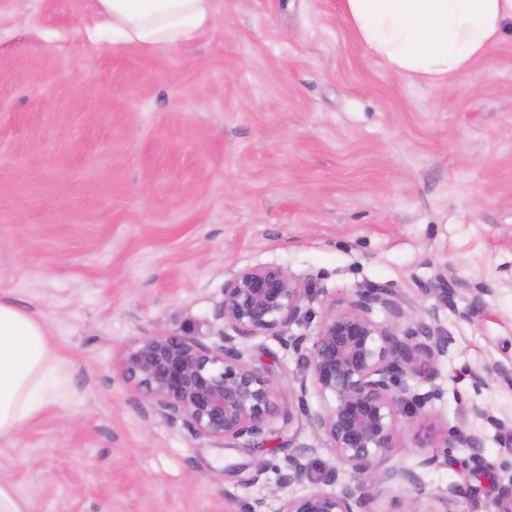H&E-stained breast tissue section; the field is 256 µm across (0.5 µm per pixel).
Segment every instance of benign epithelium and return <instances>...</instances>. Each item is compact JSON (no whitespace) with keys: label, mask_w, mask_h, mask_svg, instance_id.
<instances>
[{"label":"benign epithelium","mask_w":512,"mask_h":512,"mask_svg":"<svg viewBox=\"0 0 512 512\" xmlns=\"http://www.w3.org/2000/svg\"><path fill=\"white\" fill-rule=\"evenodd\" d=\"M310 295L311 289L280 268L243 269L224 285L217 343L206 346L177 333L144 336L127 348L122 378L167 423L181 424L197 439L238 448L264 439L277 418L290 423L300 414L324 438L333 461L318 480L302 450L279 463H258L256 481L272 469L284 492L311 485L300 496H285L278 512H373L371 505L386 485L406 494V512H419L415 504L424 497L445 503L467 498L466 481L429 490L415 469L390 466L399 447L398 426L425 418L437 396L434 390L410 393L405 379L438 378L437 361L448 349L442 330L424 320L401 328L409 303L392 288L368 285L354 289L345 306L330 305L314 336L294 335L290 327L311 318L305 309ZM377 309L386 321L372 317ZM253 336L276 339L302 363V374L294 377L300 394L286 408L269 373L243 359L239 342ZM471 379L480 392L498 381L511 383L512 368L486 364ZM309 384L325 401L318 410L307 403ZM467 411L493 426L512 453L511 420L475 402ZM481 443L480 435L464 425L435 428L423 443L427 452L419 465H444L458 450L475 455ZM489 512H512V483L491 500Z\"/></svg>","instance_id":"obj_1"}]
</instances>
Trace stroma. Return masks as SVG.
I'll return each instance as SVG.
<instances>
[{"label":"stroma","instance_id":"1","mask_svg":"<svg viewBox=\"0 0 512 512\" xmlns=\"http://www.w3.org/2000/svg\"><path fill=\"white\" fill-rule=\"evenodd\" d=\"M94 20V0H0V291L46 323L69 382L0 441V471L34 512H278L304 494L251 476L302 446L314 470L330 461L305 421L252 448L198 440L120 374L149 334L216 343L225 283L279 267L313 290L295 335L366 284L434 312L440 375L407 385L483 444L421 472L469 481L470 500L418 508L487 512L512 455L464 405L512 419V384L470 379L512 364V39L431 87L370 57L340 0H216L212 24L157 50L89 44L76 31ZM241 348L277 382L301 371L272 337ZM472 386L476 392L489 389L493 383L512 382V368L508 369L500 363L485 364L480 370L471 374Z\"/></svg>","mask_w":512,"mask_h":512}]
</instances>
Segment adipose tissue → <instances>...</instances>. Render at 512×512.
<instances>
[{
  "instance_id": "obj_1",
  "label": "adipose tissue",
  "mask_w": 512,
  "mask_h": 512,
  "mask_svg": "<svg viewBox=\"0 0 512 512\" xmlns=\"http://www.w3.org/2000/svg\"><path fill=\"white\" fill-rule=\"evenodd\" d=\"M368 55L386 70L438 87L512 34V0H341ZM99 22L85 29L148 50L183 42L211 24L213 0H96ZM62 377L46 325L0 294V440L54 404Z\"/></svg>"
}]
</instances>
